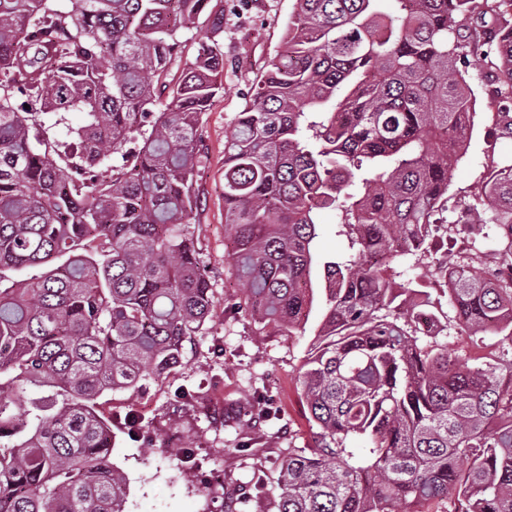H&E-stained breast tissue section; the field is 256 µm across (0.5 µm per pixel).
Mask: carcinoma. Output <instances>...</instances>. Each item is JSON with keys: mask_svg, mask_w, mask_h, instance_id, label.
Segmentation results:
<instances>
[{"mask_svg": "<svg viewBox=\"0 0 512 512\" xmlns=\"http://www.w3.org/2000/svg\"><path fill=\"white\" fill-rule=\"evenodd\" d=\"M209 2L0 0V512H124L97 399L171 371L210 314L189 219L224 54L202 38L171 76ZM381 2L295 0L224 145L232 309L291 334L324 294L299 376L317 431L281 461L277 512H512V276L439 267L454 324L506 334L494 363L449 355L441 299L396 282L432 255L473 130L459 64L488 65L512 132V0ZM69 112L81 125L46 138L41 116ZM478 193L512 267V163ZM324 209L343 255L317 252Z\"/></svg>", "mask_w": 512, "mask_h": 512, "instance_id": "obj_1", "label": "carcinoma"}]
</instances>
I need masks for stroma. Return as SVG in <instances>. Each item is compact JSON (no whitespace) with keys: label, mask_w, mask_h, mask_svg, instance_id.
Masks as SVG:
<instances>
[{"label":"stroma","mask_w":512,"mask_h":512,"mask_svg":"<svg viewBox=\"0 0 512 512\" xmlns=\"http://www.w3.org/2000/svg\"><path fill=\"white\" fill-rule=\"evenodd\" d=\"M293 7L294 0H210L180 35L173 75L193 61L203 37L224 53V91L200 129L205 158L189 226L213 305L204 330L188 340L180 363L165 378L144 381L136 393L107 392L98 399L112 424V461L127 478L125 512H276L282 457L313 443L298 375L316 341L324 297L316 295L305 328L292 335L260 328L250 316L230 313L242 285L225 261L233 242L224 223V144L279 50ZM219 12L224 26L217 31L213 20ZM466 78L476 96V116L466 151L448 172L444 216L450 223L480 207L476 193L491 167L512 162V134L496 123L486 67L469 65ZM504 344L495 333L448 332L452 354L492 361ZM259 394L271 411L263 422L250 407ZM129 415L143 419L141 438L125 433ZM211 470L221 472L223 481L203 488L201 478Z\"/></svg>","instance_id":"1"}]
</instances>
